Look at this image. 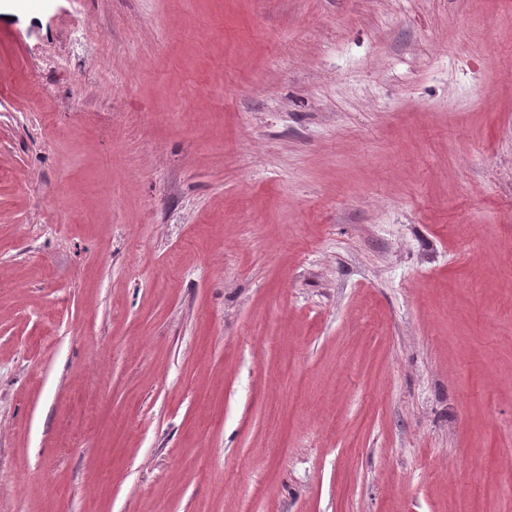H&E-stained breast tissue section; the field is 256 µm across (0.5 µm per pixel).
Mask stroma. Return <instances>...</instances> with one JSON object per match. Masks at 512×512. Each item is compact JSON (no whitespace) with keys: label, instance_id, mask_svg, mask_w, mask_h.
I'll return each instance as SVG.
<instances>
[{"label":"stroma","instance_id":"stroma-1","mask_svg":"<svg viewBox=\"0 0 512 512\" xmlns=\"http://www.w3.org/2000/svg\"><path fill=\"white\" fill-rule=\"evenodd\" d=\"M0 512H512V0H0Z\"/></svg>","mask_w":512,"mask_h":512}]
</instances>
